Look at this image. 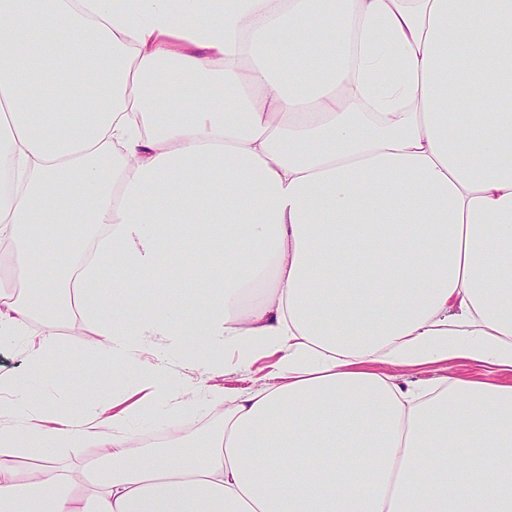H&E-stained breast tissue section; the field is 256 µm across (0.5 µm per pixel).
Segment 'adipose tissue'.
I'll return each instance as SVG.
<instances>
[{
  "label": "adipose tissue",
  "instance_id": "adipose-tissue-1",
  "mask_svg": "<svg viewBox=\"0 0 512 512\" xmlns=\"http://www.w3.org/2000/svg\"><path fill=\"white\" fill-rule=\"evenodd\" d=\"M60 201L92 240L50 266ZM65 300L97 380L160 353L46 414ZM20 336L0 512H512V0H0V346ZM271 356L253 389L167 385ZM460 363L487 380L374 370ZM201 399L192 452L129 446Z\"/></svg>",
  "mask_w": 512,
  "mask_h": 512
}]
</instances>
